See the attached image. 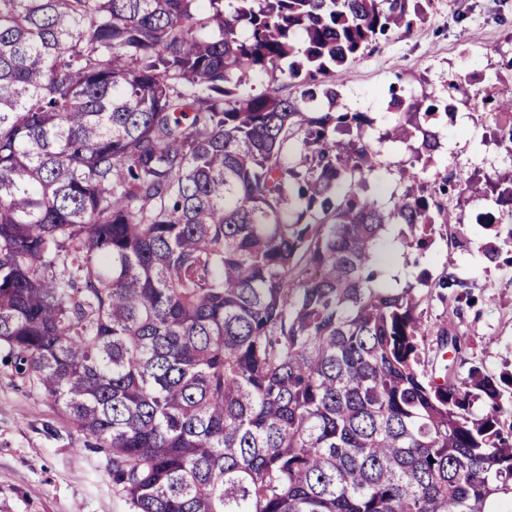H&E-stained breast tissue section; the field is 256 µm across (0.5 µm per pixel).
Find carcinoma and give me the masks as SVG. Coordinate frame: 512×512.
<instances>
[{"instance_id": "cac0c4a2", "label": "carcinoma", "mask_w": 512, "mask_h": 512, "mask_svg": "<svg viewBox=\"0 0 512 512\" xmlns=\"http://www.w3.org/2000/svg\"><path fill=\"white\" fill-rule=\"evenodd\" d=\"M425 18L420 0H0L3 361L106 450L131 512L512 508V374L460 376L456 325L431 335L378 260L393 224L424 249L461 223L453 194L492 202L511 246L512 171L403 169L387 209L360 192L372 122L338 109L337 74ZM257 68L271 82L239 95ZM439 108L390 90L384 140L432 159ZM436 287L459 319L473 304L451 272Z\"/></svg>"}]
</instances>
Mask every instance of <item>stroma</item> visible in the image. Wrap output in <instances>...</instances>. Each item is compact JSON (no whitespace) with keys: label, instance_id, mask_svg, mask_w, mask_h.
Masks as SVG:
<instances>
[{"label":"stroma","instance_id":"35a3bbf8","mask_svg":"<svg viewBox=\"0 0 512 512\" xmlns=\"http://www.w3.org/2000/svg\"><path fill=\"white\" fill-rule=\"evenodd\" d=\"M426 13L410 35L380 39L337 77L343 104L372 120L371 140L394 122L384 99L389 90L445 101L450 82H461L471 96L492 78L497 92L512 93V72L497 69L502 56L512 54V0H431ZM470 111L460 103L454 115L432 118L442 146L434 163L419 166L422 180L445 169L463 181L512 170V156ZM382 150L384 165L368 176L363 190L389 205L402 188L399 171L414 161L415 151L391 143ZM491 208L488 201L462 198L455 208L460 224L440 226L423 253L408 247L406 226L391 225L386 278L398 288L416 283L423 272L434 281L450 272L464 279L473 299L459 326L467 353L498 374L512 371V269L485 258L492 233L474 220ZM0 512H130L114 493L107 459L93 439L1 361Z\"/></svg>","mask_w":512,"mask_h":512}]
</instances>
